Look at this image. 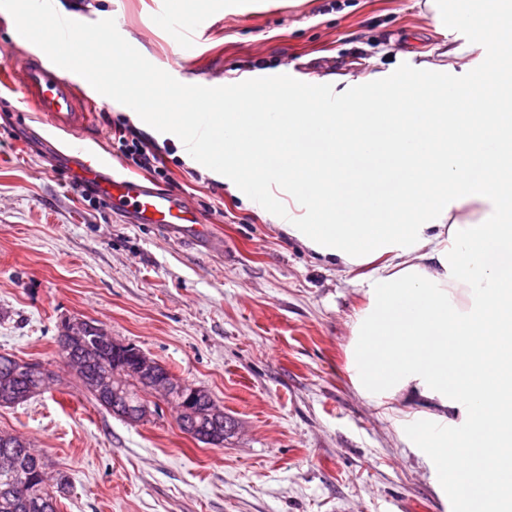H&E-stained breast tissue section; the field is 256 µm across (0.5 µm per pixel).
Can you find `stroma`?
Returning <instances> with one entry per match:
<instances>
[{
  "mask_svg": "<svg viewBox=\"0 0 512 512\" xmlns=\"http://www.w3.org/2000/svg\"><path fill=\"white\" fill-rule=\"evenodd\" d=\"M83 22L114 19L143 57L185 84L212 76L254 85L259 72L328 77L402 72L448 39L417 0H247L213 12L195 48L155 22L161 0H68ZM126 109L96 99L88 144L130 175L109 125ZM157 148L161 189L190 198L224 241L204 254L149 224H129L76 190L21 91L0 94V353L42 362L45 393L0 407V431L21 435L64 472L59 512H457L417 449L397 435L405 401L359 395L346 366L367 268L325 262L285 236L222 179ZM93 320L178 380L203 388L238 428L223 446L181 432L166 406L136 425L97 405L63 367L57 336Z\"/></svg>",
  "mask_w": 512,
  "mask_h": 512,
  "instance_id": "35a3bbf8",
  "label": "stroma"
}]
</instances>
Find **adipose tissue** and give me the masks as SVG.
Returning <instances> with one entry per match:
<instances>
[{"mask_svg":"<svg viewBox=\"0 0 512 512\" xmlns=\"http://www.w3.org/2000/svg\"><path fill=\"white\" fill-rule=\"evenodd\" d=\"M439 25L462 20L492 43L476 74L469 42L425 53L413 73L366 94L344 78L337 108L313 96L207 98L224 139V183L285 235L345 267L371 265L349 345L358 393L413 409L396 429L456 484L467 512H512V7L426 0ZM310 201L303 223L275 188ZM500 493H479L487 467Z\"/></svg>","mask_w":512,"mask_h":512,"instance_id":"ef3b65f1","label":"adipose tissue"}]
</instances>
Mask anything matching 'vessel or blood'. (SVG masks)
<instances>
[{
  "label": "vessel or blood",
  "mask_w": 512,
  "mask_h": 512,
  "mask_svg": "<svg viewBox=\"0 0 512 512\" xmlns=\"http://www.w3.org/2000/svg\"><path fill=\"white\" fill-rule=\"evenodd\" d=\"M11 83L19 87L50 121L52 134L69 135V158L80 182L92 185L113 211L134 224H153L173 241L211 252L221 242L186 198L156 189L140 179L116 172L111 158L93 154L74 137L89 122L87 81L50 61L40 48L10 61Z\"/></svg>",
  "instance_id": "vessel-or-blood-1"
}]
</instances>
